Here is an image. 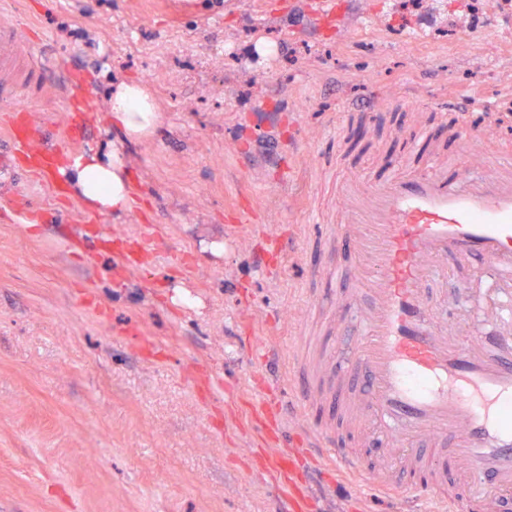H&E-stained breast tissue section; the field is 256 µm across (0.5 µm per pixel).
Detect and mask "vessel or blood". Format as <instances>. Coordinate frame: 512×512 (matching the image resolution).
<instances>
[{"mask_svg":"<svg viewBox=\"0 0 512 512\" xmlns=\"http://www.w3.org/2000/svg\"><path fill=\"white\" fill-rule=\"evenodd\" d=\"M29 30L0 18V110L26 111L61 59L29 49ZM15 130L11 151L41 183L54 154ZM399 160L347 184L346 223L324 227L327 263L310 272L354 329V355L335 369L333 339L318 364L290 348L285 412L329 404L340 424L308 418L307 443L338 469L369 478L424 512H512V336L449 330L428 286L474 260L512 299V156L483 158L464 113L436 115L399 139Z\"/></svg>","mask_w":512,"mask_h":512,"instance_id":"1","label":"vessel or blood"}]
</instances>
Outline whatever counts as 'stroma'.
I'll use <instances>...</instances> for the list:
<instances>
[{"label":"stroma","mask_w":512,"mask_h":512,"mask_svg":"<svg viewBox=\"0 0 512 512\" xmlns=\"http://www.w3.org/2000/svg\"><path fill=\"white\" fill-rule=\"evenodd\" d=\"M0 0L31 47L62 56L25 122L63 151L65 125L92 151L120 144L148 209L90 216L37 185L10 155L0 115V512H275L266 458L293 461L312 512H396V496L358 490L281 435L288 351L312 352L318 321L303 297L320 257L315 223L343 215L346 179L365 180L399 127L366 130L336 155L349 108L400 107L403 124L465 98L483 155L512 153V0ZM147 84L153 134L120 143L101 121L116 83ZM87 89L91 110L67 101ZM44 219L19 228L16 208ZM153 256L127 264L141 225ZM438 313L468 334L496 328V274L449 264ZM272 354L255 370L249 354Z\"/></svg>","instance_id":"35a3bbf8"}]
</instances>
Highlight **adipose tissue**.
Here are the masks:
<instances>
[{"label": "adipose tissue", "instance_id": "obj_1", "mask_svg": "<svg viewBox=\"0 0 512 512\" xmlns=\"http://www.w3.org/2000/svg\"><path fill=\"white\" fill-rule=\"evenodd\" d=\"M108 119L130 140L153 132L159 115L150 88L135 80L114 85ZM59 172L72 196L91 214L122 216L146 207L133 191L130 172L119 151L75 158L61 163Z\"/></svg>", "mask_w": 512, "mask_h": 512}]
</instances>
